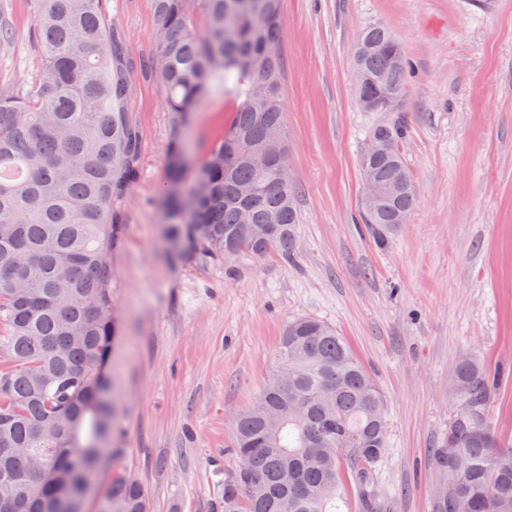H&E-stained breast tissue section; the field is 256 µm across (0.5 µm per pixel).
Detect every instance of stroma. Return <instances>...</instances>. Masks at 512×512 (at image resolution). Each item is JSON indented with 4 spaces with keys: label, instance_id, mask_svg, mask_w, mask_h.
I'll list each match as a JSON object with an SVG mask.
<instances>
[{
    "label": "stroma",
    "instance_id": "stroma-1",
    "mask_svg": "<svg viewBox=\"0 0 512 512\" xmlns=\"http://www.w3.org/2000/svg\"><path fill=\"white\" fill-rule=\"evenodd\" d=\"M34 0H0V85L39 69ZM129 60L151 56L153 0H110ZM391 28L410 61L394 112L356 103L354 46ZM283 110L300 224L293 260H173L160 188L169 146L199 163L230 123L223 91L190 126L160 86L132 78L127 110L136 174L114 202L112 250L122 434L82 512H96L113 467L143 486L150 512H218L236 465L234 417L267 384L288 320L336 328L385 398L387 445L369 476L379 512H433L442 476L432 450L459 411L458 363L499 369L485 418L512 440V0H283ZM406 128L401 152L417 189L407 223L377 242L361 222L360 155L377 122Z\"/></svg>",
    "mask_w": 512,
    "mask_h": 512
}]
</instances>
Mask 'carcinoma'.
<instances>
[{
    "mask_svg": "<svg viewBox=\"0 0 512 512\" xmlns=\"http://www.w3.org/2000/svg\"><path fill=\"white\" fill-rule=\"evenodd\" d=\"M154 0V53L125 59L110 28L109 0H37L33 37L40 68L26 90L0 85V512H80L107 455L117 456L116 335L110 255L122 216L113 208L135 176L139 137L126 103L130 74L162 88L185 123L219 83L237 102L206 160L169 150L161 189L166 238L182 258L228 261L279 252L293 259L297 191L283 112L281 0ZM357 102L393 112L408 62L387 26L364 28L354 48ZM405 128L378 123L361 153L377 188L364 221L377 239L404 223L416 187L400 150ZM192 190L180 191L185 181ZM499 373L458 365L460 413L434 462L450 490L436 512H512V442L496 438L485 403ZM233 470L220 512H346L355 486L375 512L367 475L384 453L385 399L343 337L314 318L288 323L276 368L256 403L235 419ZM98 512H147L144 489L116 469Z\"/></svg>",
    "mask_w": 512,
    "mask_h": 512,
    "instance_id": "cac0c4a2",
    "label": "carcinoma"
}]
</instances>
